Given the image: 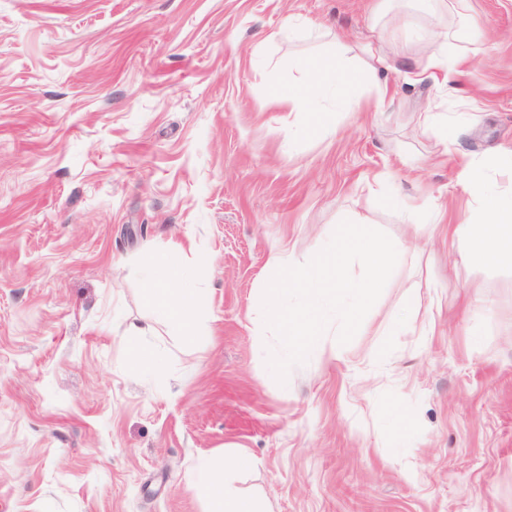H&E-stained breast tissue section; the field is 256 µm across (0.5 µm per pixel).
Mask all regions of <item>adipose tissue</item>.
Instances as JSON below:
<instances>
[{
  "label": "adipose tissue",
  "mask_w": 512,
  "mask_h": 512,
  "mask_svg": "<svg viewBox=\"0 0 512 512\" xmlns=\"http://www.w3.org/2000/svg\"><path fill=\"white\" fill-rule=\"evenodd\" d=\"M440 0H410L411 6L426 18L418 38L429 48L427 61L406 63L412 79H420L424 68H431L439 86H447L456 69L457 60L449 58L445 47L450 26L461 32L474 27L466 0H454L455 10L448 13L439 7ZM306 83L292 84L278 90L275 103L288 111L301 109L313 99L346 92L351 85L350 72L344 57L310 59L305 63ZM458 185L472 198L476 206L455 233L463 244L465 255L473 262L497 268H512V193L501 192L490 179L485 166L470 162L458 174ZM147 296L159 319L180 323L186 338H194L195 318L203 305L198 289L185 287L179 265L172 256L158 259L149 278ZM253 459L243 453L229 454L201 461L196 472V484L205 494L207 512H265L262 504L242 497L228 481L229 474L248 469Z\"/></svg>",
  "instance_id": "1"
}]
</instances>
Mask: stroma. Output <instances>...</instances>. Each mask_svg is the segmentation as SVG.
<instances>
[{
  "instance_id": "35a3bbf8",
  "label": "stroma",
  "mask_w": 512,
  "mask_h": 512,
  "mask_svg": "<svg viewBox=\"0 0 512 512\" xmlns=\"http://www.w3.org/2000/svg\"><path fill=\"white\" fill-rule=\"evenodd\" d=\"M377 2L0 0V512H205L195 466L229 446L267 512H512V269L453 234L463 161L512 189V0H470L446 93L368 72L364 44L423 52L373 28ZM342 50L348 97L271 106ZM441 98L467 115L445 145ZM344 219L398 263L352 341L328 329L279 385L268 256L305 263ZM163 254L205 295L190 341L147 301Z\"/></svg>"
}]
</instances>
